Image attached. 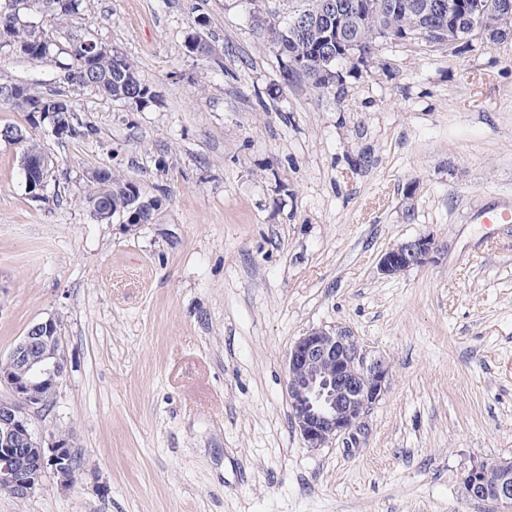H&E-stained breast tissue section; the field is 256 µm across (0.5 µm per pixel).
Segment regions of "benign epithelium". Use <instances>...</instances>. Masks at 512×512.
<instances>
[{"instance_id":"obj_1","label":"benign epithelium","mask_w":512,"mask_h":512,"mask_svg":"<svg viewBox=\"0 0 512 512\" xmlns=\"http://www.w3.org/2000/svg\"><path fill=\"white\" fill-rule=\"evenodd\" d=\"M479 11L509 13L512 0H481ZM349 21L336 11V58H367L360 44L344 33ZM36 161L20 157L25 187L31 198L47 197V182L34 179ZM435 241L429 234L399 242L379 257L377 271L391 277L435 261ZM68 374V357L59 321L54 317L32 324L7 358L0 359V487L19 499L32 497L47 474L69 487L75 479L70 447L73 434L39 432L32 419L47 411ZM390 366L363 347L343 327L312 328L288 349L285 391L291 423L308 448H322L338 439L360 442L365 419L387 391ZM467 499L490 502L497 512H512V459L475 463L464 477Z\"/></svg>"}]
</instances>
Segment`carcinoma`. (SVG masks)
Instances as JSON below:
<instances>
[{
	"mask_svg": "<svg viewBox=\"0 0 512 512\" xmlns=\"http://www.w3.org/2000/svg\"><path fill=\"white\" fill-rule=\"evenodd\" d=\"M26 0H0V52L31 60L49 59L59 69L61 85L44 91L33 89L26 83L0 84V103L25 113L29 128L16 127L22 135L20 151L37 157L47 153L43 143L33 138L29 129H38L54 121L64 130L63 137L88 139L94 135L91 126L79 121L76 109L65 94V86L90 88L114 101H120L134 110L148 106L155 100L151 87L138 76L135 66L123 54L112 49L95 53L84 51L81 36L73 35L66 46L57 43L54 30L44 27L33 28L27 23L30 9ZM339 6L353 5L363 12L361 27L352 29V38L362 42L367 51H372L378 39L406 42L405 34L454 27L465 33V27L476 21L471 14L473 0H444L450 10L441 15L424 16L409 10L396 12L384 8L391 0H332ZM80 0H42L43 15L56 23L66 21L76 14ZM309 5V0H289L288 23L280 25L256 17L258 26L264 28L267 42L284 58L294 55L302 57L299 73L305 76L311 86L318 91L333 88L336 94L343 93L342 87L331 82L326 71L327 59L336 52V43L330 42L329 32L335 31V16H330L319 25L306 27L303 33L296 34L294 22L301 11ZM487 33L493 39L512 30V13H495L486 18ZM52 113L51 120H40L38 113ZM95 178H87L92 192L87 197L88 206L105 196L112 213L130 219L134 212L135 194L138 187L128 181L112 176L106 168L94 170ZM157 208L136 213V223H153Z\"/></svg>",
	"mask_w": 512,
	"mask_h": 512,
	"instance_id": "1",
	"label": "carcinoma"
}]
</instances>
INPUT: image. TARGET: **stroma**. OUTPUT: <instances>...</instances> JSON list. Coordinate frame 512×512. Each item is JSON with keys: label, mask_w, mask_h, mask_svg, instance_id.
I'll use <instances>...</instances> for the list:
<instances>
[{"label": "stroma", "mask_w": 512, "mask_h": 512, "mask_svg": "<svg viewBox=\"0 0 512 512\" xmlns=\"http://www.w3.org/2000/svg\"><path fill=\"white\" fill-rule=\"evenodd\" d=\"M288 0H82L90 33L156 95L136 111L70 91L93 138L40 139L31 199L0 140V356L58 318L69 373L38 430L73 432L76 480L0 512H494L476 461L512 459V35L452 46L381 39L344 94L289 74L258 15ZM205 28H198L199 17ZM199 32L208 55L188 53ZM53 84L0 53V83ZM162 205L126 230L92 220L86 175ZM433 235L435 263L377 272ZM346 327L390 365L360 447H305L285 393L290 345Z\"/></svg>", "instance_id": "obj_1"}]
</instances>
